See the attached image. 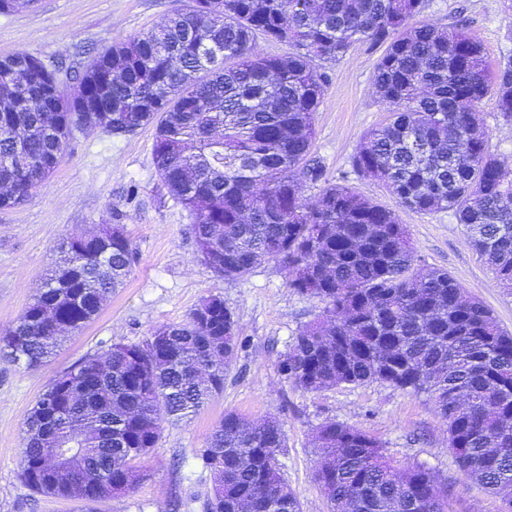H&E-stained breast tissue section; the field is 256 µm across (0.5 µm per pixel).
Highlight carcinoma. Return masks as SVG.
I'll return each mask as SVG.
<instances>
[{
	"label": "carcinoma",
	"mask_w": 512,
	"mask_h": 512,
	"mask_svg": "<svg viewBox=\"0 0 512 512\" xmlns=\"http://www.w3.org/2000/svg\"><path fill=\"white\" fill-rule=\"evenodd\" d=\"M425 0H194L160 26L114 44L74 73L37 58H0V206L23 202L56 168L73 130L112 135L156 127L153 159L174 199L195 217L197 257L224 253L219 277L262 263L288 287L325 303L279 361L295 386L320 391L386 383L433 397L458 465L505 494L512 512V334L467 299L447 271L419 265L396 211L328 177L313 155L325 74L356 42L385 46L374 69L390 112L369 130L354 171L398 206L449 210L497 280L512 288V170L491 152L477 109L489 95L512 122V64L493 72L461 28L417 21ZM288 46L256 50L258 37ZM110 112H92L98 104ZM320 187L314 202L301 183ZM61 265L0 334V355L36 369L123 287L134 251L124 225L60 245ZM164 325L162 346L113 344L54 380L26 419L21 478L33 491L79 501L84 512L135 488L136 461L224 388L240 347L218 295ZM71 450L57 469L52 449ZM275 417L227 413L200 458L211 477L202 512H302L277 454ZM317 477L335 512H448V492L423 465L398 468L367 433L328 422Z\"/></svg>",
	"instance_id": "1"
}]
</instances>
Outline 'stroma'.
<instances>
[{"instance_id":"35a3bbf8","label":"stroma","mask_w":512,"mask_h":512,"mask_svg":"<svg viewBox=\"0 0 512 512\" xmlns=\"http://www.w3.org/2000/svg\"><path fill=\"white\" fill-rule=\"evenodd\" d=\"M191 0H34L0 14V57L23 54L45 64L82 70L92 51L151 29ZM422 20L464 27L479 40L492 66L512 62V0H427ZM382 48L355 44L341 60L323 63V102L315 114L313 152L336 182L373 202L396 207L377 181L352 168L364 134L389 114L372 88ZM480 117L492 151L512 168V123L486 97ZM155 128L111 135L87 126L68 141L56 169L22 203L0 207V330L36 295L59 260L58 246L74 235L99 232L121 221L135 247L123 288L99 315L73 333L45 365L24 370L0 360V512H77L76 503L30 490L20 477L26 418L50 381L101 344H139L166 324L187 319L206 297L217 295L235 314L242 343L224 389L179 422L164 424L161 439L137 462L143 475L134 490L101 501L98 512H172L185 480L206 494L209 474L197 457L226 413L247 419L279 418L287 437L278 460L303 512H332L316 477L320 426L335 421L380 441L400 467L422 464L450 489V512H504L499 495L473 483L448 444V425L425 393L386 383L308 392L283 379L278 362L322 303L289 288L284 270L261 264L241 279L217 277L197 257L194 217L177 203L153 161ZM421 263L447 270L467 297L491 308L512 332V290L503 288L470 246L453 212L420 214L397 209Z\"/></svg>"}]
</instances>
